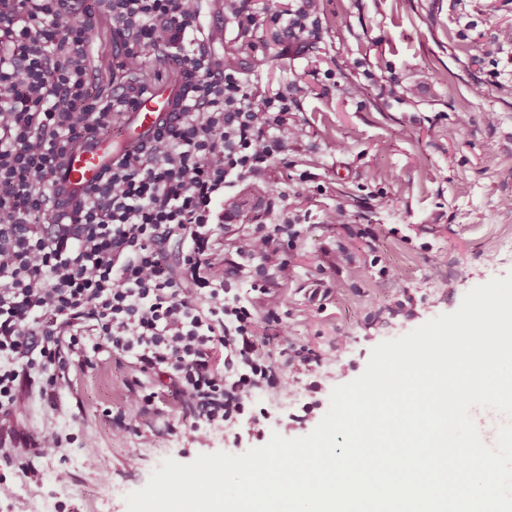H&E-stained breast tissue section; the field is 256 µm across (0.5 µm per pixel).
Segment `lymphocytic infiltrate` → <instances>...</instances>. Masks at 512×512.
<instances>
[{"label": "lymphocytic infiltrate", "instance_id": "lymphocytic-infiltrate-1", "mask_svg": "<svg viewBox=\"0 0 512 512\" xmlns=\"http://www.w3.org/2000/svg\"><path fill=\"white\" fill-rule=\"evenodd\" d=\"M202 0H0V438L14 435L24 398L56 407L75 366L102 355L137 373L129 398L137 417H112L115 436L153 438L140 420L169 399L187 419L170 434L195 440L212 428L257 425L255 396L288 391L285 374L261 354L294 346L287 322L265 306L266 267L288 280L286 253L301 234L295 210L235 238L237 259L219 271L222 205L228 189L270 171L288 154L287 95H259L224 69L200 26ZM239 31L268 23L288 41L322 38L319 0H292L288 21L224 0ZM108 17L121 43L119 93L99 98L90 83V33ZM165 59L181 84L177 117L146 142L121 151L97 178L68 193L59 220L49 197L88 136L120 125L149 94L137 73ZM178 238L177 258L166 244ZM249 283L248 295L229 280ZM264 313L273 336L259 335ZM62 446L55 431L0 447L8 468L32 475L33 458Z\"/></svg>", "mask_w": 512, "mask_h": 512}]
</instances>
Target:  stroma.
<instances>
[{
  "mask_svg": "<svg viewBox=\"0 0 512 512\" xmlns=\"http://www.w3.org/2000/svg\"><path fill=\"white\" fill-rule=\"evenodd\" d=\"M322 38L311 47L288 44L278 26L238 34L225 24L214 45L232 69L259 90L293 97L288 162L241 186L231 235L253 224L280 222L288 202L305 216L290 260L294 273L273 281L270 302H283L299 350L283 367L301 397L260 396L268 420L260 436L241 442L221 428L204 442L168 435L179 402L142 420L152 447L113 435L105 410L136 414L127 384L134 369L103 360L78 370L58 409L21 405L17 429L75 434L58 455L35 459L33 478L0 481V504L28 512L37 495L55 491L65 512H127L126 497L144 487L168 458L188 464L199 455H237L265 445L272 433L308 435L330 406L334 387L359 377L372 349L439 315L456 311L472 288L512 272L495 255L512 235V0H320ZM99 95L112 92V63L121 42L109 20L91 34ZM343 204V216L327 215ZM378 232L368 243L358 225ZM346 257L335 264L337 245ZM380 267H373V257ZM347 346H339V337ZM318 378V405L305 422L291 417L308 402ZM94 457L95 467L84 464ZM119 488L101 498L102 488Z\"/></svg>",
  "mask_w": 512,
  "mask_h": 512,
  "instance_id": "1",
  "label": "stroma"
}]
</instances>
